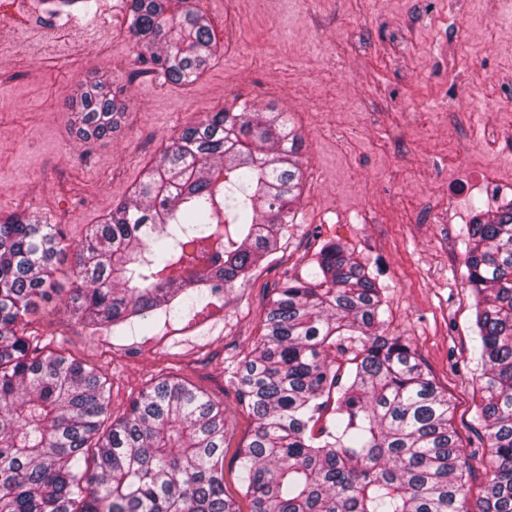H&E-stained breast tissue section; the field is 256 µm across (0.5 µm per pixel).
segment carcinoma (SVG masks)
I'll list each match as a JSON object with an SVG mask.
<instances>
[{
  "mask_svg": "<svg viewBox=\"0 0 512 512\" xmlns=\"http://www.w3.org/2000/svg\"><path fill=\"white\" fill-rule=\"evenodd\" d=\"M126 6L146 65L176 85L200 78L217 43L194 0ZM77 112L80 136L100 140L125 104L94 81ZM299 142L288 113L244 102L184 127L75 246L57 224L0 216V512H240L224 491L220 404L165 378L114 419L104 371L31 352L26 317L50 300L69 252L66 308L114 329L156 311L180 318L244 284L294 223ZM311 265L276 289L259 345L230 373L255 420L238 451L251 512H466L471 464L450 401L386 334L370 270L336 243ZM464 266L490 449L476 512H512V205L467 226ZM333 396L317 438L309 424Z\"/></svg>",
  "mask_w": 512,
  "mask_h": 512,
  "instance_id": "obj_1",
  "label": "carcinoma"
}]
</instances>
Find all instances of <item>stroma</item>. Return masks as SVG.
<instances>
[{"label":"stroma","instance_id":"1","mask_svg":"<svg viewBox=\"0 0 512 512\" xmlns=\"http://www.w3.org/2000/svg\"><path fill=\"white\" fill-rule=\"evenodd\" d=\"M215 60L178 86L149 70L127 32L121 0L66 8L62 27L42 0H0V215L23 213L82 240L145 180L179 130L248 101L289 112L301 135L299 214L273 261L221 302L175 321L152 316L121 332L90 330L57 295L29 315L35 345L104 370L123 416L158 379L177 377L224 409V485L237 493L236 455L252 417L228 378L259 343L285 276L305 273L328 242L369 265L402 337L454 405L464 448L483 452L474 419L481 371L465 233L493 212L467 180L473 167L512 177V0H199ZM97 80L127 110L102 140H81L72 100Z\"/></svg>","mask_w":512,"mask_h":512}]
</instances>
